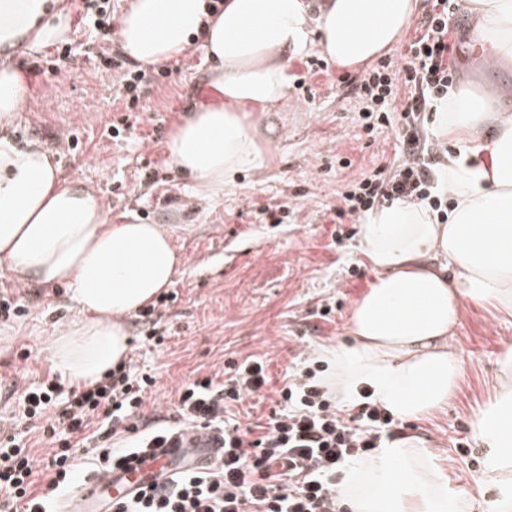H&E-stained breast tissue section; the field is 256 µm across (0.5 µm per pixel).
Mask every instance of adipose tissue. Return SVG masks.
<instances>
[{
    "instance_id": "obj_1",
    "label": "adipose tissue",
    "mask_w": 512,
    "mask_h": 512,
    "mask_svg": "<svg viewBox=\"0 0 512 512\" xmlns=\"http://www.w3.org/2000/svg\"><path fill=\"white\" fill-rule=\"evenodd\" d=\"M62 0H0V268L24 283L65 282L74 315L48 351L69 383L103 379L124 360V320L169 288L179 256L159 224L113 223L110 205L83 181L63 178L43 146L8 133L28 93L10 57L67 37ZM131 0L116 31L124 54L148 67L200 40L219 101L200 103L175 126L170 166L197 195L222 197L240 174L268 163L254 113L285 101L290 63L310 44L340 68L369 65L402 39L418 0ZM490 64L512 60V0H456ZM498 86L450 89L430 114L433 138L452 141L435 172L447 218L418 201L365 214L359 250L374 283L353 303L348 338L315 348L324 387L342 406L370 399L400 420L447 406L463 373L448 343L464 304L512 315V114ZM471 432L483 465L474 486L452 485L442 452L411 437L386 439L348 464L340 483L348 512H512V347L497 361L491 399Z\"/></svg>"
}]
</instances>
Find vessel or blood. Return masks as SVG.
Listing matches in <instances>:
<instances>
[{
  "label": "vessel or blood",
  "mask_w": 512,
  "mask_h": 512,
  "mask_svg": "<svg viewBox=\"0 0 512 512\" xmlns=\"http://www.w3.org/2000/svg\"><path fill=\"white\" fill-rule=\"evenodd\" d=\"M183 450L184 445L180 442L157 448L145 461H134L93 480L77 483L60 512H106L105 501L125 498L140 485L150 482L170 468Z\"/></svg>",
  "instance_id": "1"
}]
</instances>
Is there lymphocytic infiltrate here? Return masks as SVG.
<instances>
[{"instance_id": "lymphocytic-infiltrate-1", "label": "lymphocytic infiltrate", "mask_w": 512, "mask_h": 512, "mask_svg": "<svg viewBox=\"0 0 512 512\" xmlns=\"http://www.w3.org/2000/svg\"><path fill=\"white\" fill-rule=\"evenodd\" d=\"M403 64L380 61L352 80L364 102L366 133L403 130L401 157L350 181L336 219L359 218L386 201L432 196L439 148L424 134L422 114L447 97L456 56L450 0H428ZM269 377L245 360L224 383L204 378L182 387L171 422L146 426L141 410L155 384L123 360L103 380L65 387L47 376L18 401V424L0 432V512H56L59 497L79 479L123 466L140 454L195 432L222 438L224 455L205 470H177L113 502L109 512H344L342 471L392 437L393 415L371 402L344 415L315 373L288 377L281 409L266 423L240 425L225 414L229 402L258 395ZM37 426L50 442L36 457L19 423Z\"/></svg>"}]
</instances>
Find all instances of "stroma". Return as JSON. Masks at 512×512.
<instances>
[{"mask_svg": "<svg viewBox=\"0 0 512 512\" xmlns=\"http://www.w3.org/2000/svg\"><path fill=\"white\" fill-rule=\"evenodd\" d=\"M471 20L455 15V85L495 82L505 89L503 111L512 113V62L489 67L472 50ZM69 43L75 60L52 62L31 72L32 54L16 56L29 93L12 128L20 143L37 142L50 150L63 177L78 178L103 195L114 223L134 216L164 224L173 232L178 272L166 302L165 338L147 343V325L138 315L126 321L129 357L138 369L157 377L143 407L145 421L174 411L186 383L223 375L227 361L263 360L271 378L263 396L236 404L237 420L267 416L275 390L289 366L311 365L315 347L343 338L354 300L373 282L374 273L359 251L358 235L335 236L333 210L346 184L369 172L382 154H394L398 128L368 138L362 101L339 83L342 69L325 65L318 47L292 61L287 102L256 113L259 141L270 150L266 169L245 173L223 198L203 201L167 164L166 143L187 110L202 103L209 85L202 43L176 60L162 77L147 68L148 93L137 107L140 120L131 137L109 138L106 127L123 117L116 99V69L103 60L119 54L116 41L73 20ZM288 206L285 223L261 218L258 209ZM20 290L22 311L0 322V425L9 424L19 395L52 370L45 342L71 317L66 284L37 280L18 285L0 270V289ZM332 305L331 321L318 318ZM463 361L459 388L434 416L404 421L399 432L413 435L443 452L450 481L468 487L482 467V451L471 437V413L492 392L496 358L512 346V316L468 305L452 340Z\"/></svg>", "mask_w": 512, "mask_h": 512, "instance_id": "1", "label": "stroma"}]
</instances>
